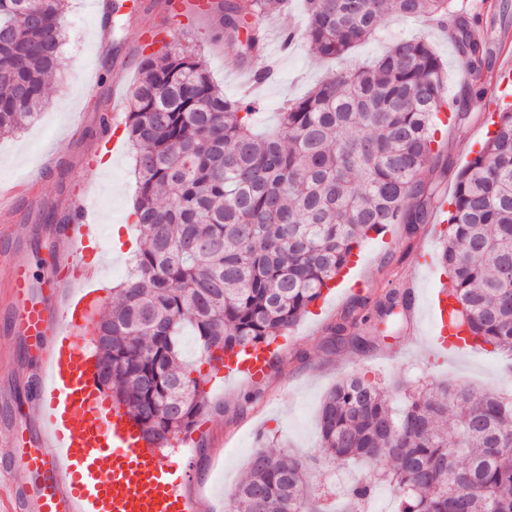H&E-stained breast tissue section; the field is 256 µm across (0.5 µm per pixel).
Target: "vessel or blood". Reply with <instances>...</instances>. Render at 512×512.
I'll return each mask as SVG.
<instances>
[{
    "label": "vessel or blood",
    "instance_id": "1",
    "mask_svg": "<svg viewBox=\"0 0 512 512\" xmlns=\"http://www.w3.org/2000/svg\"><path fill=\"white\" fill-rule=\"evenodd\" d=\"M198 10L195 2L167 0L163 18L141 30V43L177 35ZM126 110L125 96L113 95L102 134L108 148L117 145ZM76 208L67 248L54 260L55 267L76 268L73 280L47 279L43 297L36 298L24 265L10 273L11 326L27 338L39 361L40 428L35 447L27 450L23 436H13V445L22 451L14 457L16 477L0 491V500L12 512H197L185 473L144 442L130 416H117L106 405L79 351L88 326L84 311L98 295L101 269L86 256L90 248L100 247L101 233L85 204ZM271 366L270 348L252 347L228 354L224 377L256 380Z\"/></svg>",
    "mask_w": 512,
    "mask_h": 512
}]
</instances>
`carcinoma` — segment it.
Listing matches in <instances>:
<instances>
[{
    "mask_svg": "<svg viewBox=\"0 0 512 512\" xmlns=\"http://www.w3.org/2000/svg\"><path fill=\"white\" fill-rule=\"evenodd\" d=\"M0 0V136L28 126L45 104L46 78L66 41L67 0ZM304 38L338 60L373 37L384 18L448 24L467 73L463 100L444 99V63L425 39H399L371 65L342 69L291 100L278 128L252 131L256 107L224 95L200 58L179 42L141 54L129 92L126 134L136 149L141 242L112 309L92 339L110 374L106 387L146 439L170 448L209 411L204 385L182 356L191 332L203 362L235 347L269 345L297 323L353 251L389 224L416 234L432 209L439 114L461 122L460 102L481 90L485 47L453 0H307ZM228 45L245 58L263 43L252 18L288 0H207ZM438 262L456 301L449 325L473 345L512 359V105L458 173ZM405 290L373 308L358 299L332 327L336 342H373L358 324L398 329L409 321ZM393 412L379 384L355 374L329 392L320 414L321 452L362 461L377 477L350 486L347 512H363L377 487L397 512H512V395L438 384L406 394ZM454 432L441 427L446 416ZM310 472L290 455L256 449L232 490L236 512H336L316 499Z\"/></svg>",
    "mask_w": 512,
    "mask_h": 512,
    "instance_id": "obj_1",
    "label": "carcinoma"
}]
</instances>
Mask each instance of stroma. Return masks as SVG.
Returning a JSON list of instances; mask_svg holds the SVG:
<instances>
[{
    "label": "stroma",
    "mask_w": 512,
    "mask_h": 512,
    "mask_svg": "<svg viewBox=\"0 0 512 512\" xmlns=\"http://www.w3.org/2000/svg\"><path fill=\"white\" fill-rule=\"evenodd\" d=\"M136 16L110 12V0H68L65 14L67 41L61 63L47 84V100L34 122L24 130L0 138V183L23 176L39 177V201L18 199L12 212L0 219V482L11 481L12 460L3 455L13 431L32 425L37 418L31 395L38 374L24 338L8 329L11 308L9 270L22 262L34 280H41L45 263L61 252L66 240L47 223L48 214H69L82 183L97 186V219L103 225L102 246L112 259L103 271L104 290L92 314L108 310L112 289L128 275L129 249L114 250L113 234L138 240L129 215L136 196L133 152L130 144L109 166L87 161L100 150V120L112 105V77L125 74L127 82L138 76V31L161 11L165 0H140ZM457 10L470 17L477 38L489 55L484 87L492 89L504 64L512 62V0H454ZM268 48L278 60L275 76L254 93L259 105L258 130L274 126L287 100L300 98L332 77L335 67L319 61L304 36L306 0H290L287 11L269 16ZM294 31L290 46L280 35ZM399 37L429 41L444 62L447 96L458 94L466 81L465 68L447 32L422 19L388 17L378 34L352 48L342 64L356 68L377 59ZM183 45L201 57L214 82L230 97L240 96L238 74L242 67L237 49L226 47L224 26L218 16H193L180 37ZM460 124L441 127V158L431 179L438 196L452 195L459 170L473 156L472 149L486 138L485 117L476 103ZM441 240L432 227L406 237L402 225L391 224L384 234L371 235L354 258L363 286L350 291L337 283L326 297L278 338V355L269 375L260 381L239 378L216 380L207 394L210 412L196 427L199 439L190 453L168 449L171 461L187 472L198 512H225L227 495L245 475V462L257 445L279 452L285 449L305 456L312 491L320 493L368 477L359 465L339 469L317 456L318 411L331 387L352 372L380 381L393 407L403 405L404 389L433 378L449 385L477 391H512V361L491 349L466 347L444 352L432 344V320L425 314L431 293L446 276L441 268L415 270L421 250L438 251ZM413 285L418 300L410 324L399 332L377 333L371 349L359 352L331 344L329 326L355 300L377 299L392 288Z\"/></svg>",
    "instance_id": "35a3bbf8"
}]
</instances>
